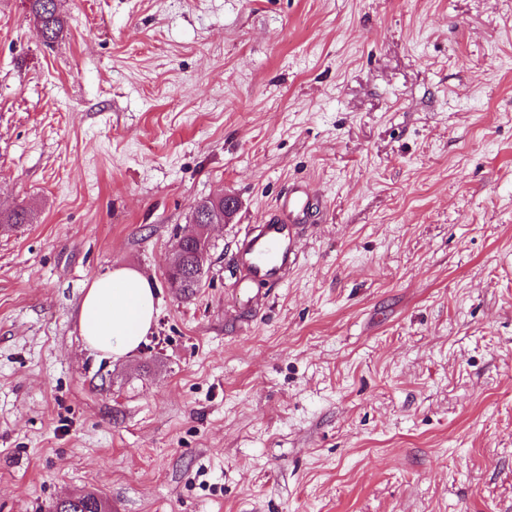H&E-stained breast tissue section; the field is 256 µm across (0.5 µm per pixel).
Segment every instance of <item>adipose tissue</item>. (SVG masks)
Instances as JSON below:
<instances>
[{"label": "adipose tissue", "mask_w": 512, "mask_h": 512, "mask_svg": "<svg viewBox=\"0 0 512 512\" xmlns=\"http://www.w3.org/2000/svg\"><path fill=\"white\" fill-rule=\"evenodd\" d=\"M157 312L155 292L142 273L121 268L95 277L80 302L78 323L85 346L118 359L135 351Z\"/></svg>", "instance_id": "1"}]
</instances>
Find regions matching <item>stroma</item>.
Masks as SVG:
<instances>
[{
	"instance_id": "35a3bbf8",
	"label": "stroma",
	"mask_w": 512,
	"mask_h": 512,
	"mask_svg": "<svg viewBox=\"0 0 512 512\" xmlns=\"http://www.w3.org/2000/svg\"><path fill=\"white\" fill-rule=\"evenodd\" d=\"M0 0V512H512V0ZM325 206L236 318L232 254ZM228 193L202 286L165 275ZM138 270L140 347L85 286ZM30 12L36 22L37 35L45 44H51L61 31V18L57 11L58 0H28ZM319 204V195L309 186H290L260 224L245 231L232 258L242 273L236 288L240 306L253 311L261 301L260 287L276 286L288 278L299 262L301 231ZM157 303L148 278L136 270L121 268L95 277L78 311L85 346L114 359L135 351L152 327Z\"/></svg>"
}]
</instances>
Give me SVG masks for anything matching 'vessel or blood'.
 Wrapping results in <instances>:
<instances>
[{
    "mask_svg": "<svg viewBox=\"0 0 512 512\" xmlns=\"http://www.w3.org/2000/svg\"><path fill=\"white\" fill-rule=\"evenodd\" d=\"M320 204L318 194L306 185L288 187L260 224L239 239L232 261L242 277L236 288L240 306L254 309L261 287L283 283L300 257V235Z\"/></svg>",
    "mask_w": 512,
    "mask_h": 512,
    "instance_id": "b4317fda",
    "label": "vessel or blood"
}]
</instances>
